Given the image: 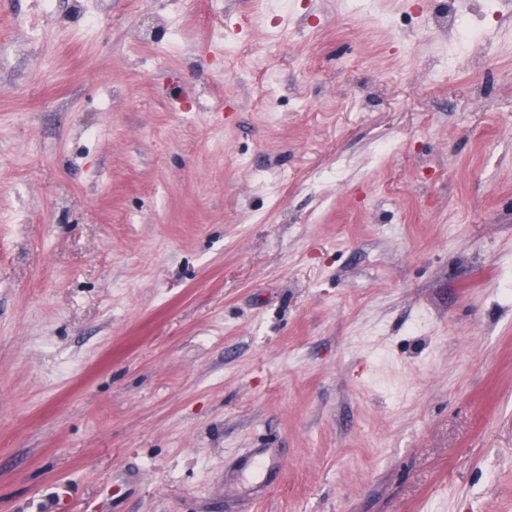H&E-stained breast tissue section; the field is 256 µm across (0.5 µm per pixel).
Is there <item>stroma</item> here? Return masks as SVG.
<instances>
[{
	"mask_svg": "<svg viewBox=\"0 0 512 512\" xmlns=\"http://www.w3.org/2000/svg\"><path fill=\"white\" fill-rule=\"evenodd\" d=\"M456 6L0 0V512H512V0ZM432 19L439 26L448 27L464 44H480L484 39V32L480 27L467 26L464 24L455 8L448 6V10H433Z\"/></svg>",
	"mask_w": 512,
	"mask_h": 512,
	"instance_id": "1",
	"label": "stroma"
}]
</instances>
